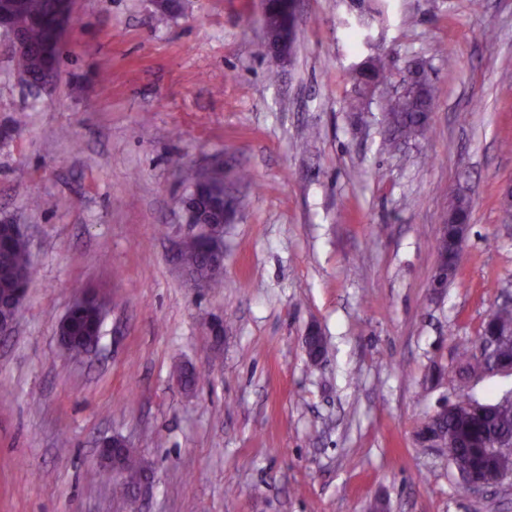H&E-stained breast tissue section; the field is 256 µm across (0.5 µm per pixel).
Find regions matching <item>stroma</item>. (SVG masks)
I'll use <instances>...</instances> for the list:
<instances>
[{
  "label": "stroma",
  "mask_w": 512,
  "mask_h": 512,
  "mask_svg": "<svg viewBox=\"0 0 512 512\" xmlns=\"http://www.w3.org/2000/svg\"><path fill=\"white\" fill-rule=\"evenodd\" d=\"M180 2L158 21L151 0H76L38 91L0 48V222L27 227L34 268L0 335V512H512V477L461 495L417 436L445 402L512 391L454 356L512 299V0H298L279 63L260 0ZM414 64L430 127L389 150L382 105ZM184 167L218 168L240 199L219 288L176 260ZM459 193L468 236L436 294ZM89 289L108 314L73 357L57 327ZM113 437L151 468L137 501L93 475ZM384 68V63L382 60L372 61L367 65L359 68L357 73V79L365 86V91L362 98L352 106V109L356 112H364V97L366 95L367 87L372 85L374 81L382 74Z\"/></svg>",
  "instance_id": "obj_1"
}]
</instances>
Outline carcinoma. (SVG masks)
<instances>
[{"mask_svg": "<svg viewBox=\"0 0 512 512\" xmlns=\"http://www.w3.org/2000/svg\"><path fill=\"white\" fill-rule=\"evenodd\" d=\"M50 0H17V5L8 13L12 26L22 31L26 43L23 49L11 52L17 71L24 79L37 81L54 72L62 50L45 51L51 26ZM384 63L372 61L357 70V79L368 87L382 74ZM431 97H401L386 107L385 125L389 132L388 147L399 142L416 141L423 137L429 127ZM470 210L469 199L455 198L449 218L442 224L438 242L439 265L448 271V279L454 278L459 259V239L465 228ZM0 238L8 240V247L0 251V299L7 300L14 293L27 287L31 278L29 245L26 238L12 232L9 225L0 224ZM181 263L199 282L217 288L221 284L223 265L208 258L202 242L186 246ZM103 320L100 309L93 303L76 307L68 324L63 328L67 336L65 351L81 353L101 338ZM512 331V308L504 307L492 314L484 323L481 336L496 340V347L489 358L497 363H512V337L503 339V333ZM456 358L461 368L481 365V359L468 343L455 346ZM430 429L440 439L448 459L466 460L472 471L487 480H498L512 469V455L492 457L488 455V444L495 438H512V404L486 403L478 411L464 400L448 403V416L430 424ZM117 460L122 473L116 488L122 494L137 486L150 471L148 464L131 448L105 447L101 449L102 467L112 469V460Z\"/></svg>", "mask_w": 512, "mask_h": 512, "instance_id": "cac0c4a2", "label": "carcinoma"}]
</instances>
